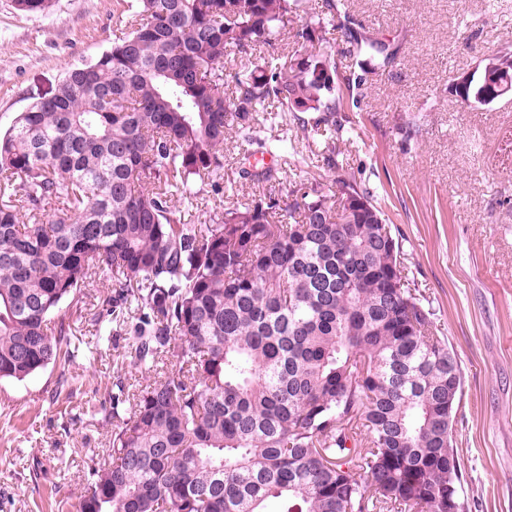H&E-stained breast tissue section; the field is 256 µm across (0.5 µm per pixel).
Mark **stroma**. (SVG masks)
<instances>
[{"instance_id": "1", "label": "stroma", "mask_w": 512, "mask_h": 512, "mask_svg": "<svg viewBox=\"0 0 512 512\" xmlns=\"http://www.w3.org/2000/svg\"><path fill=\"white\" fill-rule=\"evenodd\" d=\"M353 27L393 40L391 72L344 112L345 169L376 192L409 283L433 307L462 372L454 437L465 512H512V96L468 106L454 76L512 46V0H343ZM116 0H0V130L112 43ZM419 127L404 142L407 121ZM114 329L69 365L0 381V512H77L107 445L100 405L146 382Z\"/></svg>"}]
</instances>
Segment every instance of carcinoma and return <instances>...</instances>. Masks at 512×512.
Instances as JSON below:
<instances>
[{"instance_id":"1","label":"carcinoma","mask_w":512,"mask_h":512,"mask_svg":"<svg viewBox=\"0 0 512 512\" xmlns=\"http://www.w3.org/2000/svg\"><path fill=\"white\" fill-rule=\"evenodd\" d=\"M297 17L291 47L274 48ZM329 24L309 0H123L112 46L0 133V380L78 358L70 319L98 274L116 290L97 337L125 325L135 364L156 372L102 406L109 461L88 466L79 512H448L461 499L460 366L336 151L337 114L360 108L396 52L342 24L359 71L341 76ZM266 46L224 92L227 48ZM485 91L512 93L511 46L452 86L464 103ZM273 112L336 191L240 162L228 191L276 183L290 202L258 195L219 224L184 223L175 199L224 170L226 140L288 157V134L261 136ZM348 192L367 207L345 214Z\"/></svg>"}]
</instances>
